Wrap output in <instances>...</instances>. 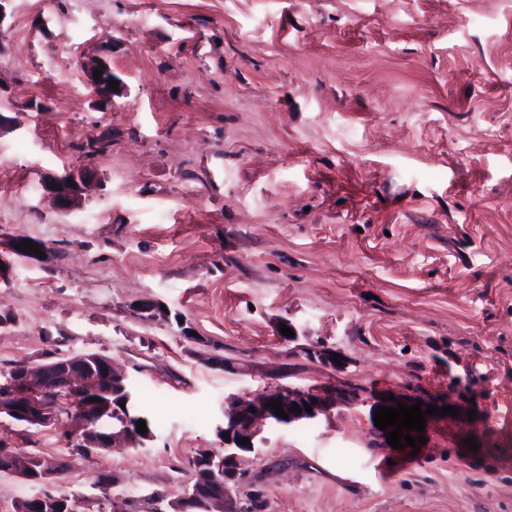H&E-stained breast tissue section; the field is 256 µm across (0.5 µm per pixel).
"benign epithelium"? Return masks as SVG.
<instances>
[{
	"mask_svg": "<svg viewBox=\"0 0 512 512\" xmlns=\"http://www.w3.org/2000/svg\"><path fill=\"white\" fill-rule=\"evenodd\" d=\"M102 71L101 77L94 78L95 70ZM87 79L93 86L96 94L102 98H110L115 91L110 87L112 70L109 63L98 58L87 65ZM88 177L86 173L71 174L70 178L58 177L44 183L47 192L54 195L62 209L73 205L80 194V190ZM75 186H69V183ZM101 372L91 371L84 364L75 361H65L52 367L42 365L35 368L25 367L16 375L11 390L18 397H26L28 404L12 403L0 404V415L10 418L21 416H33L42 425L59 426L58 415L55 408V391L64 390L72 393L77 398H87L102 393V381L110 378L114 381L125 379L124 373L118 370L109 358L100 363ZM282 401V408L288 418L284 419L276 415V411L267 407L274 401ZM402 403L408 407L417 404L414 398L401 397L397 401L382 399L381 396L363 397L359 395L353 386H280L271 392L257 394L249 399L236 398L231 400L224 410L223 432L229 434L224 440V453L210 457V468L196 471L195 479L197 487L189 488L174 497L164 496L158 499L154 508L156 512H188L194 494L203 492L216 476L224 479V492L208 493L206 497V512H240L238 501L232 494V488L241 480L238 462L240 453H256L259 448L256 442L262 440L261 434L267 422L273 421L282 426H293L305 420H314L320 415H327L332 408L338 405L361 404L368 408L369 421H374V413L378 407H395ZM310 405L312 411H307L305 405ZM301 409V413L292 411V407ZM91 415L77 419V423L70 429L85 430V448H116L126 445V437L133 432L130 422H125L126 429L112 433L106 437H99L91 429ZM242 438L249 439L245 445L238 443ZM43 477L47 480L63 476L69 466V460L65 457L52 456L41 458ZM63 504L67 512H81L86 506L82 499L66 501L57 496H42L31 502L32 512H50L57 504Z\"/></svg>",
	"mask_w": 512,
	"mask_h": 512,
	"instance_id": "obj_1",
	"label": "benign epithelium"
}]
</instances>
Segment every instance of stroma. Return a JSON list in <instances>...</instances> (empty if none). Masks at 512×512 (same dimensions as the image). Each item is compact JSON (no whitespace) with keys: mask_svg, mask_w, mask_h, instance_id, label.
I'll return each instance as SVG.
<instances>
[{"mask_svg":"<svg viewBox=\"0 0 512 512\" xmlns=\"http://www.w3.org/2000/svg\"><path fill=\"white\" fill-rule=\"evenodd\" d=\"M6 11L0 239L49 254L0 249V370L105 354L153 431L68 455L54 492L100 498L101 472L115 499L186 487L195 449H224L225 400L349 383L460 413L433 415L416 453L371 447L359 405L268 423L240 461L259 512H512V0ZM81 170L89 190L60 209L44 181ZM0 437L65 453L55 427L0 416ZM95 69L102 70V74L99 79H94ZM86 76L98 96L102 98H111L115 95L116 92L113 91L109 85V80L113 79L112 70L105 59L98 58L87 65Z\"/></svg>","mask_w":512,"mask_h":512,"instance_id":"35a3bbf8","label":"stroma"}]
</instances>
